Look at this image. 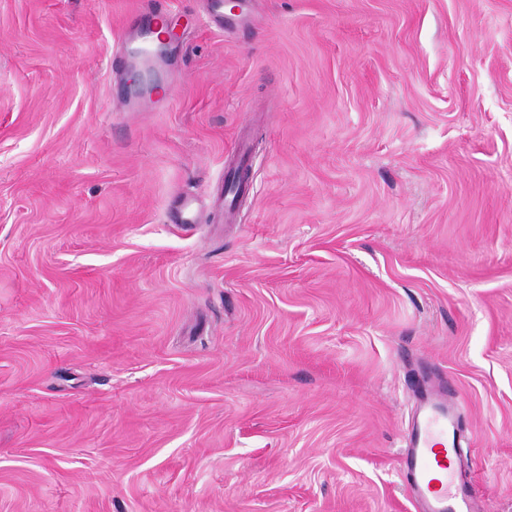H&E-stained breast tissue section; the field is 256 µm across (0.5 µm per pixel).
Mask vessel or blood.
Returning a JSON list of instances; mask_svg holds the SVG:
<instances>
[{
	"instance_id": "b4317fda",
	"label": "vessel or blood",
	"mask_w": 512,
	"mask_h": 512,
	"mask_svg": "<svg viewBox=\"0 0 512 512\" xmlns=\"http://www.w3.org/2000/svg\"><path fill=\"white\" fill-rule=\"evenodd\" d=\"M458 422L455 401L443 386H424L405 434L402 467L417 512H482L474 484L449 446Z\"/></svg>"
}]
</instances>
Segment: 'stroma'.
I'll return each instance as SVG.
<instances>
[{"label": "stroma", "instance_id": "1", "mask_svg": "<svg viewBox=\"0 0 512 512\" xmlns=\"http://www.w3.org/2000/svg\"><path fill=\"white\" fill-rule=\"evenodd\" d=\"M428 379L512 512V0H0V512H415Z\"/></svg>", "mask_w": 512, "mask_h": 512}]
</instances>
